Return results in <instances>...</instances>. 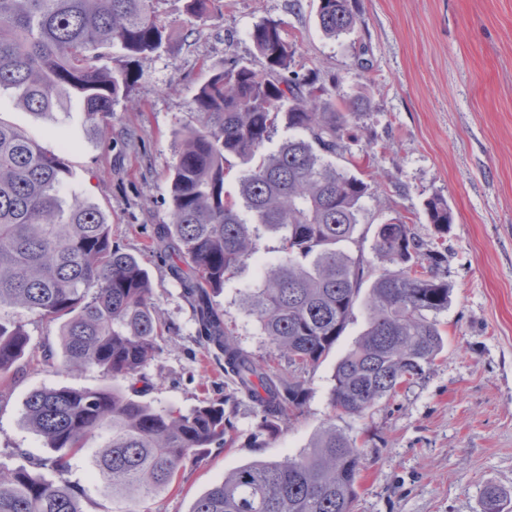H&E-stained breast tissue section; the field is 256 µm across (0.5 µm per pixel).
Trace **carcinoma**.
I'll list each match as a JSON object with an SVG mask.
<instances>
[{
  "label": "carcinoma",
  "mask_w": 512,
  "mask_h": 512,
  "mask_svg": "<svg viewBox=\"0 0 512 512\" xmlns=\"http://www.w3.org/2000/svg\"><path fill=\"white\" fill-rule=\"evenodd\" d=\"M159 0H0V94L37 118L77 100L103 141L112 140V106L129 99L134 66L168 47ZM217 0H189L187 13L205 20ZM360 23L351 0H319L318 25L338 39ZM250 39L263 66L230 59L213 70L192 100L197 124L178 132L169 177V223L160 242L194 312L197 341L224 357L233 392L183 412L137 398L135 385L165 341L151 285L135 256L112 246L105 214L68 193L62 157L0 123V309L61 321L66 366L95 369L129 392L40 389L27 398L24 424L53 455L27 468L0 466V512H89L81 485L69 478L71 459L97 438L92 470L100 491L138 503L170 487L203 449L233 440L224 406L241 394L260 416L259 434L300 408L303 375L344 333L364 278L367 329L336 364L333 414L362 417L434 366L445 348L438 316L450 288L440 277L452 214L438 197L426 204L432 237L389 218L374 229L372 252L384 265L365 270L363 256L341 245L355 241L372 184L332 162L353 167V120L367 110L361 97L337 93L335 76L292 69L295 53L282 23L255 25ZM117 48L119 66L104 63ZM291 131L265 151L278 124ZM244 166L234 196L224 192L228 158ZM280 242L243 305L289 370L243 349L213 304L230 276L259 259L261 236ZM190 264L181 275L178 262ZM29 343L26 324L0 316V379L19 368ZM363 453L336 428L279 461H254L198 495L189 512H352ZM49 470L48 479L42 471ZM486 512H507L495 488Z\"/></svg>",
  "instance_id": "cac0c4a2"
}]
</instances>
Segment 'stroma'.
I'll return each instance as SVG.
<instances>
[{"instance_id":"stroma-1","label":"stroma","mask_w":512,"mask_h":512,"mask_svg":"<svg viewBox=\"0 0 512 512\" xmlns=\"http://www.w3.org/2000/svg\"><path fill=\"white\" fill-rule=\"evenodd\" d=\"M185 4L160 0L170 49L137 66L129 100L113 108L110 141L96 138L79 103L46 120L0 96V121L61 151L70 190L107 214L113 245L134 253L149 276L169 331L145 368L144 400L186 411L229 391L223 368L195 342L192 310L152 236L167 221L176 134L191 119L194 94L227 59L259 66L249 33L266 18L281 21L285 40L295 43L296 70L336 75L341 95L369 103L355 122L356 133L375 144L362 176L383 189L365 199L366 222L356 233L366 265L378 264L371 250L376 223L409 215L426 239V200L442 197L451 209L441 268L451 288L440 317L448 345L422 378L365 416L333 418L336 362L367 326L365 305L357 303L336 346L305 373L302 407L280 420L274 436L254 440L255 409L239 399L232 443L207 449L172 488L137 504L101 496L89 454L75 456L70 478L85 487L92 512H188L226 472L295 455L331 421L365 453L354 512H484L489 486L511 497L512 0H354L361 22L337 40L318 26V0H220L203 22L191 21ZM364 43L371 67L362 72L355 54ZM131 135L138 150L126 147ZM257 280L256 267L247 268L215 302L237 342L266 357L272 347L242 303ZM23 320L29 351L0 396V464L9 467L50 454L23 423L32 391L104 384L96 371L44 364L41 348L58 345L60 324L28 314Z\"/></svg>"}]
</instances>
